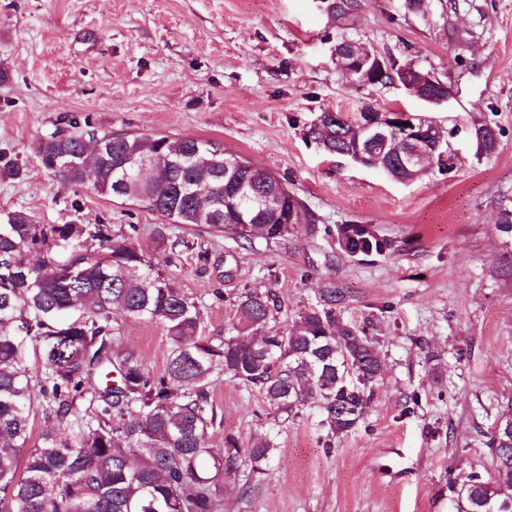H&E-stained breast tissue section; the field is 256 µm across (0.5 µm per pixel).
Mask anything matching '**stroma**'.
<instances>
[{"label":"stroma","mask_w":512,"mask_h":512,"mask_svg":"<svg viewBox=\"0 0 512 512\" xmlns=\"http://www.w3.org/2000/svg\"><path fill=\"white\" fill-rule=\"evenodd\" d=\"M346 38L435 70L448 102L353 82L335 52ZM0 70V212L131 236L197 303L204 335H237L242 289L278 297L281 330L335 287L342 319L373 337L383 372L365 420L343 436L316 407L275 419L257 388L213 382L214 446L230 434L248 447L272 425L280 442L267 474L225 482L223 512H448L450 483L489 470L488 440L512 399V239L496 228L512 207V0H435L425 17L402 0H360L341 22L325 0H0ZM368 101L460 126L456 169L402 183L308 136L321 113L353 121ZM475 120L496 128L493 156L477 154ZM88 128L223 142L285 179L310 221L245 249L182 227L188 246L170 251L154 241L158 215L43 168L42 139ZM339 224L373 225L395 250L351 257L331 236ZM120 325L122 349L164 372L162 326Z\"/></svg>","instance_id":"obj_1"}]
</instances>
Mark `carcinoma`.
Instances as JSON below:
<instances>
[{"mask_svg":"<svg viewBox=\"0 0 512 512\" xmlns=\"http://www.w3.org/2000/svg\"><path fill=\"white\" fill-rule=\"evenodd\" d=\"M357 0H332L345 20ZM344 118L309 134L330 154L357 149ZM396 145L368 161L392 179L408 176ZM97 154V193L130 202L167 224L227 233L241 247L277 242L309 221L277 176L207 138L142 134H53L39 143L41 164L66 184L83 183V156ZM353 257L393 251L370 224L336 225ZM0 512H222L224 482L242 467L268 471L279 443L269 432L249 447L232 435L216 448L211 384L216 377L252 386L271 413L288 418L316 406L339 435L371 406L382 359L363 329L337 313L341 291L325 288L319 305L294 325L270 332L282 304L245 289L235 298L245 336H204L197 303L128 237L107 224L34 223L23 210L0 214ZM158 323L170 341L167 369L150 372L115 346V313ZM39 350L36 366L27 344ZM71 419L62 435L43 431L25 449L34 413ZM491 471L450 486L449 512H512V414L489 438ZM27 452L24 468L19 456Z\"/></svg>","mask_w":512,"mask_h":512,"instance_id":"carcinoma-1","label":"carcinoma"}]
</instances>
